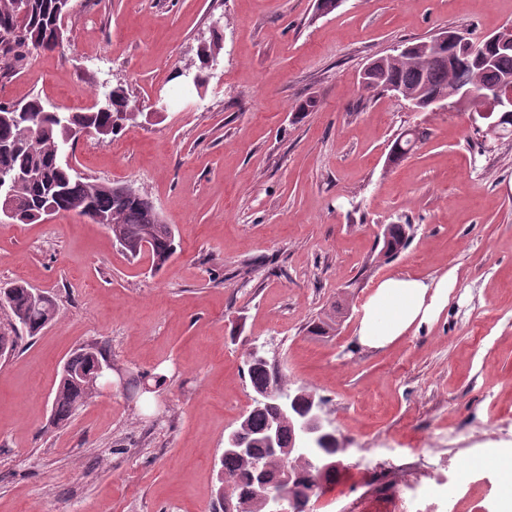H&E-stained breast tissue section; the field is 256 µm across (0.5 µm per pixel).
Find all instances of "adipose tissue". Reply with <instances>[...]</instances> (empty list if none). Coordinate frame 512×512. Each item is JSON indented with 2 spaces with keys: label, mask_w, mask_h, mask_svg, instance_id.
Segmentation results:
<instances>
[{
  "label": "adipose tissue",
  "mask_w": 512,
  "mask_h": 512,
  "mask_svg": "<svg viewBox=\"0 0 512 512\" xmlns=\"http://www.w3.org/2000/svg\"><path fill=\"white\" fill-rule=\"evenodd\" d=\"M457 284L452 269L437 279L410 274L383 279L362 306L357 329L360 344L380 349L437 320Z\"/></svg>",
  "instance_id": "obj_1"
}]
</instances>
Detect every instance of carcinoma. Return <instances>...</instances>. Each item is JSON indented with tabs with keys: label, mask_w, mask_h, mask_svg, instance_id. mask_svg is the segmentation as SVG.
<instances>
[{
	"label": "carcinoma",
	"mask_w": 512,
	"mask_h": 512,
	"mask_svg": "<svg viewBox=\"0 0 512 512\" xmlns=\"http://www.w3.org/2000/svg\"><path fill=\"white\" fill-rule=\"evenodd\" d=\"M69 3L70 0H30L29 11L21 16L15 9V0H0V76L10 74L24 52L58 47L57 30L69 13ZM425 45L426 40L421 39L373 60L364 73L365 88L382 91L400 88L417 100L415 107L426 110L430 108L426 101L428 96L460 88L493 86L502 78L512 76L511 48L487 44L493 63L486 66L476 57L453 63L448 60V49L431 51ZM110 95L111 103L104 108L95 104L84 112L65 114L47 109L39 98L33 97L23 103L30 118L21 123L7 119L15 104L0 102V115H5L0 118V171L31 175L14 186L20 223L52 202L62 212L106 225L113 239L133 257L142 250L140 243L147 241L152 261L160 269L176 253L177 246L172 228L162 222L148 195L139 191L131 198L126 195V185L98 181L86 174L78 176L73 166L57 158L60 150L75 149L78 138L71 135V129L106 136L120 129L117 115H123L125 120L133 119L124 90L114 88ZM410 230L409 224L389 225V234L383 238L384 255H394L403 248ZM32 292L33 288L20 282L0 289V297H4L15 324L30 336L47 326L45 312L57 308L55 299L49 295L44 296V304H33ZM341 311V306H333L332 313L310 323L307 332L313 336L330 335ZM95 360H106L105 353L97 346H87L63 363L52 400L53 417L57 422L68 420L86 402L84 377L91 372ZM248 375L256 391L271 388L288 394L279 371L269 362L249 368ZM275 415L276 408L272 404L251 409L246 415L247 433L260 434ZM297 466L296 510L304 512L314 490L321 481L329 480L332 472L321 471L315 462L307 459L298 460ZM221 469L220 502L229 498L241 507V512H259L266 483L256 479V472L238 456L222 458Z\"/></svg>",
	"instance_id": "1"
}]
</instances>
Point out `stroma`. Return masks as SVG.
<instances>
[{
  "label": "stroma",
  "instance_id": "1",
  "mask_svg": "<svg viewBox=\"0 0 512 512\" xmlns=\"http://www.w3.org/2000/svg\"><path fill=\"white\" fill-rule=\"evenodd\" d=\"M70 38L0 79V101L78 112L123 86L137 112L79 140L76 161L153 199L179 244L163 268L101 224L0 223V287L52 295L55 322L0 356V512H217L225 434L251 408L260 350L288 390L324 399L348 446L331 483H369L356 451L415 442L491 479L512 448V136L467 107L419 110L361 75L398 44L512 27V0H71ZM220 41L208 67L198 51ZM204 68L203 89L176 73ZM314 106L301 111L306 101ZM413 150L389 157L406 131ZM410 223L396 255L387 224ZM459 285L432 324L375 350L361 308L385 277ZM336 335L308 324L333 304ZM101 346L115 369L158 373L156 393L101 388L67 422L52 399L63 363Z\"/></svg>",
  "mask_w": 512,
  "mask_h": 512
}]
</instances>
